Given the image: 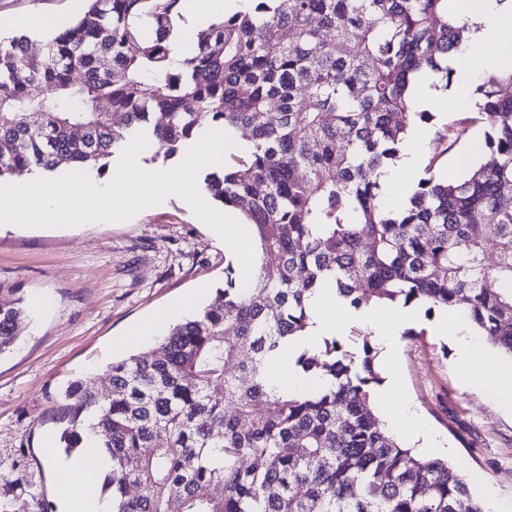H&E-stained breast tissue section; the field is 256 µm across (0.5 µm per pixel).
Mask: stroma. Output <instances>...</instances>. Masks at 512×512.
Wrapping results in <instances>:
<instances>
[{
	"mask_svg": "<svg viewBox=\"0 0 512 512\" xmlns=\"http://www.w3.org/2000/svg\"><path fill=\"white\" fill-rule=\"evenodd\" d=\"M84 0H0V32L16 20L66 23ZM223 241L175 199L132 219L77 227L0 224V282L40 308L19 325L15 348L0 356V498L9 512H59L58 474L42 453L58 438L69 383L95 377L108 392L112 344L141 315L201 288L224 284ZM436 313L422 314L396 339L392 373L420 419L448 448L484 512H512V412L467 385L454 341L437 336Z\"/></svg>",
	"mask_w": 512,
	"mask_h": 512,
	"instance_id": "stroma-1",
	"label": "stroma"
}]
</instances>
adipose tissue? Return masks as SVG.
<instances>
[{
	"label": "adipose tissue",
	"instance_id": "ef3b65f1",
	"mask_svg": "<svg viewBox=\"0 0 512 512\" xmlns=\"http://www.w3.org/2000/svg\"><path fill=\"white\" fill-rule=\"evenodd\" d=\"M448 12L463 18L470 26L469 40L452 64L461 79L455 93L457 101L473 107L481 101L475 88L482 66L490 60L512 63V0H449ZM433 135V127L412 126L399 147L397 162L377 169L375 177L381 200L394 202L401 210L408 206L414 193L415 174L421 165L420 148ZM307 312L311 325L306 335L291 339L269 360L270 381L279 390L310 393L323 387L322 379L298 372L295 367L297 356L316 347L323 337L337 335L347 326L364 324L374 330L381 352L387 357L393 352L395 336L418 318V309L413 304L350 306L330 283L309 297ZM457 354L464 374L477 380L482 391L499 406L512 410V364L491 360L484 347L473 339L460 342ZM398 393L397 384L391 378L374 391L375 403L392 414V431L408 443L439 450V442L420 422L410 403H396ZM63 468L72 478L58 483L56 494L68 512H109L107 502L99 498V471L82 460L66 462Z\"/></svg>",
	"mask_w": 512,
	"mask_h": 512
}]
</instances>
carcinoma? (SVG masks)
Returning <instances> with one entry per match:
<instances>
[{"mask_svg":"<svg viewBox=\"0 0 512 512\" xmlns=\"http://www.w3.org/2000/svg\"><path fill=\"white\" fill-rule=\"evenodd\" d=\"M85 2L51 38L0 37V185L33 168L102 175L139 133L171 157L202 118L252 143L202 179L250 229V286L228 262L194 317L154 351L112 362L108 393L90 377L65 390L59 442L100 438L112 512H483L458 469L400 444L376 416L369 346L360 361L336 338L301 353L296 367L331 382L317 394L278 391L266 358L302 335L306 300L327 279L356 307L459 310L512 357V68L485 71L478 111L435 130L425 177L394 218L373 175L411 125L432 119L415 110L410 77L455 80L448 57L467 26L448 19V0H252L178 40L180 0ZM36 84L50 94L31 96ZM478 124L493 163L437 179ZM28 309L0 283V355Z\"/></svg>","mask_w":512,"mask_h":512,"instance_id":"cac0c4a2","label":"carcinoma"}]
</instances>
